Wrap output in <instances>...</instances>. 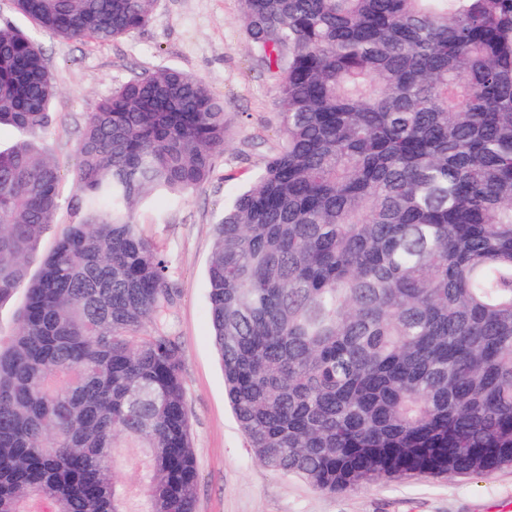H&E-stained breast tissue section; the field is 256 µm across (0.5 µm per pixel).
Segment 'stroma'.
Returning <instances> with one entry per match:
<instances>
[{
	"mask_svg": "<svg viewBox=\"0 0 512 512\" xmlns=\"http://www.w3.org/2000/svg\"><path fill=\"white\" fill-rule=\"evenodd\" d=\"M29 34L43 49L58 93L41 134L62 170V207L30 260L41 259L80 214L73 176L85 117L129 80L176 68L223 99L229 135L211 176L179 196H153L137 210L177 270L170 320L182 352V377L199 469L195 512H497L512 503V466L481 475L407 476L325 493L258 462L224 397V374L208 317V262L225 205L263 170L283 140L274 79L247 45L240 0H156L148 24L98 45L37 28L0 0V24Z\"/></svg>",
	"mask_w": 512,
	"mask_h": 512,
	"instance_id": "1",
	"label": "stroma"
}]
</instances>
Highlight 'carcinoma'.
Segmentation results:
<instances>
[{"instance_id": "carcinoma-1", "label": "carcinoma", "mask_w": 512, "mask_h": 512, "mask_svg": "<svg viewBox=\"0 0 512 512\" xmlns=\"http://www.w3.org/2000/svg\"><path fill=\"white\" fill-rule=\"evenodd\" d=\"M107 43L155 0H15ZM276 76L284 142L224 207L207 275L224 390L247 447L328 493L512 465V0H241ZM57 93L0 25V512H129L117 449H143L145 512H194L199 479L168 331L178 283L136 223L203 183L224 100L174 69L87 114L82 218L30 275L61 207L39 147ZM25 303V290L0 301V338L6 340L15 332L20 310Z\"/></svg>"}]
</instances>
